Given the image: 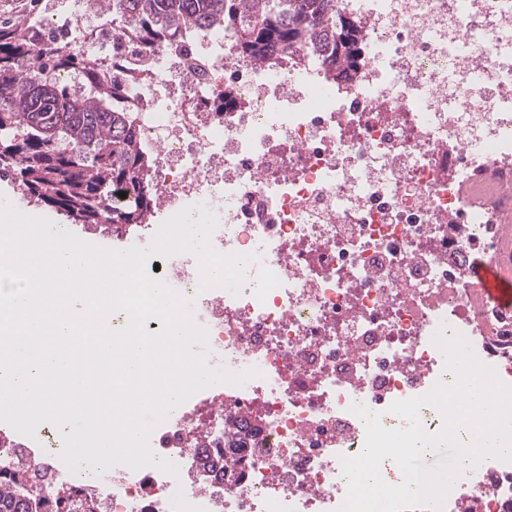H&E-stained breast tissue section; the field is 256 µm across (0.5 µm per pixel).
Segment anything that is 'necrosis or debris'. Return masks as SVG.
Listing matches in <instances>:
<instances>
[{"label": "necrosis or debris", "instance_id": "1", "mask_svg": "<svg viewBox=\"0 0 512 512\" xmlns=\"http://www.w3.org/2000/svg\"><path fill=\"white\" fill-rule=\"evenodd\" d=\"M359 23L349 81L315 54L243 59L233 38L143 59L131 97L152 157L156 202L113 233L146 246L160 221L216 213L223 253L257 255L278 284L265 300L199 292L194 255L169 257L167 285L193 299L209 366L257 370L188 401L152 434L153 467L70 472L44 438L0 427V472L93 496L100 512H171L183 489L206 512H337L341 460L366 443L356 404L400 428L393 402L454 383L431 337L439 323L477 342L512 384V314L486 296L472 259L512 264V0H337ZM447 512H512V464L471 469Z\"/></svg>", "mask_w": 512, "mask_h": 512}]
</instances>
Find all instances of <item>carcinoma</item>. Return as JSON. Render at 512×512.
<instances>
[{"label":"carcinoma","instance_id":"cac0c4a2","mask_svg":"<svg viewBox=\"0 0 512 512\" xmlns=\"http://www.w3.org/2000/svg\"><path fill=\"white\" fill-rule=\"evenodd\" d=\"M112 15V68L66 43L36 40L41 21L0 30V176L30 199L57 209L70 224H141L154 202L153 161L138 146L123 79V41L154 54L177 48L209 27L234 37L242 58L263 63L275 48L316 45L325 74L349 79L362 46L355 19L332 0H89ZM77 73L83 89L68 84ZM125 192L121 198L118 193ZM0 488V512H73L59 486L33 496L23 471Z\"/></svg>","mask_w":512,"mask_h":512}]
</instances>
